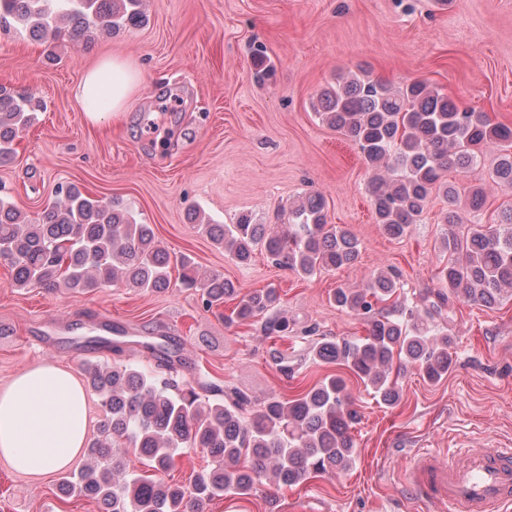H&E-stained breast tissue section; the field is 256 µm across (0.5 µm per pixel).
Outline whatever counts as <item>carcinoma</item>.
I'll return each instance as SVG.
<instances>
[{
  "label": "carcinoma",
  "mask_w": 512,
  "mask_h": 512,
  "mask_svg": "<svg viewBox=\"0 0 512 512\" xmlns=\"http://www.w3.org/2000/svg\"><path fill=\"white\" fill-rule=\"evenodd\" d=\"M144 0H0V29L23 30L34 40L78 41L91 30L105 33L138 23ZM42 108L31 95L0 89V163L13 158L14 143ZM314 109L322 122L352 142L373 171L368 186L376 223L394 238L420 222L431 195L448 201L442 217L446 263L438 288L421 295V307L401 297V274L388 266L359 289L338 287L336 307L360 316L366 335L352 340L323 338L313 357L338 363L354 374L378 401L400 400L398 375L411 368L437 383L456 366L453 339L435 331L436 317L455 299L490 307L512 290V207L492 224L462 223L458 190L448 171H468L489 149L498 151L496 182L512 189V127L465 107L448 94L413 81L395 88L369 75L325 86ZM385 174H380V171ZM190 218L239 265L260 250L298 276L334 271L356 261L359 243L347 229L328 222L325 201L309 195L288 209L283 224H235ZM0 258L8 261L14 288H68L90 292L114 286L161 291L175 266L182 284L201 292L206 307L234 303L224 320H262L267 335L288 334L275 289L240 292L222 273L199 276L186 254H170L149 224L136 221L116 200L85 194L75 184L60 186L56 199L30 220L0 200ZM143 347L154 367L88 362L83 374L105 411L98 436L87 444L88 462L77 473L79 491L102 501L109 512H204L224 494L246 496L269 479L296 486L312 476L347 470L355 462L352 429L360 412L343 378L325 377L294 399L267 395L251 399L235 388L203 385L224 395L201 400L192 385L174 379L181 360L166 343L148 337ZM134 448L153 473H137L126 460ZM180 448H201L212 466L192 484H169L157 473L170 469Z\"/></svg>",
  "instance_id": "carcinoma-1"
}]
</instances>
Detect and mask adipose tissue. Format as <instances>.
I'll list each match as a JSON object with an SVG mask.
<instances>
[{
    "label": "adipose tissue",
    "instance_id": "adipose-tissue-1",
    "mask_svg": "<svg viewBox=\"0 0 512 512\" xmlns=\"http://www.w3.org/2000/svg\"><path fill=\"white\" fill-rule=\"evenodd\" d=\"M142 82L135 61L111 54L86 71L75 96L89 123L101 130L127 111ZM88 426L86 394L69 370L41 364L0 390V457L16 472L42 476L70 467Z\"/></svg>",
    "mask_w": 512,
    "mask_h": 512
}]
</instances>
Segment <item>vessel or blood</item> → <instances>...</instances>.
Instances as JSON below:
<instances>
[{
    "instance_id": "vessel-or-blood-1",
    "label": "vessel or blood",
    "mask_w": 512,
    "mask_h": 512,
    "mask_svg": "<svg viewBox=\"0 0 512 512\" xmlns=\"http://www.w3.org/2000/svg\"><path fill=\"white\" fill-rule=\"evenodd\" d=\"M399 490L428 512H503L512 505V448H466L446 460L437 449H415Z\"/></svg>"
}]
</instances>
